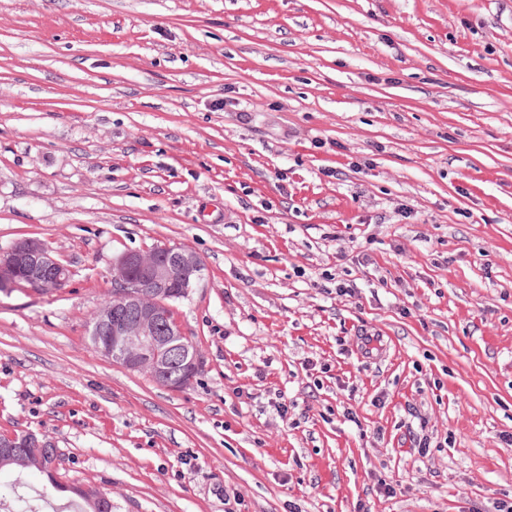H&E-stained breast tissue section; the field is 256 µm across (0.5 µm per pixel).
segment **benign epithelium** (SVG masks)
<instances>
[{"mask_svg": "<svg viewBox=\"0 0 512 512\" xmlns=\"http://www.w3.org/2000/svg\"><path fill=\"white\" fill-rule=\"evenodd\" d=\"M201 270V259L178 246L127 250L113 259L116 303L99 308L90 327L92 336L103 332L112 336V342L99 348L104 357L129 370H147L162 380L183 362L187 378H193L199 369L197 352L182 342L184 333L171 300L188 295ZM71 277V269L38 239H22L0 251L3 292H57L66 288Z\"/></svg>", "mask_w": 512, "mask_h": 512, "instance_id": "1", "label": "benign epithelium"}]
</instances>
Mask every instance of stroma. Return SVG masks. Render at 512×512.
I'll return each instance as SVG.
<instances>
[{
	"label": "stroma",
	"instance_id": "1",
	"mask_svg": "<svg viewBox=\"0 0 512 512\" xmlns=\"http://www.w3.org/2000/svg\"><path fill=\"white\" fill-rule=\"evenodd\" d=\"M28 237L73 277L0 293V434L62 460L1 491L41 512L60 484L112 512L512 499V0H0V249ZM156 244L203 263L174 304L201 362L177 391L87 335L113 259Z\"/></svg>",
	"mask_w": 512,
	"mask_h": 512
}]
</instances>
